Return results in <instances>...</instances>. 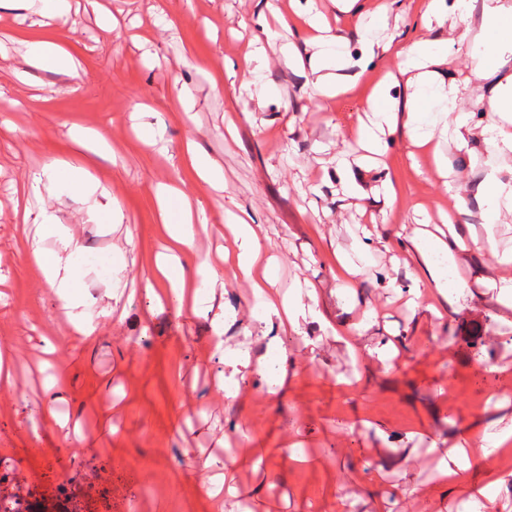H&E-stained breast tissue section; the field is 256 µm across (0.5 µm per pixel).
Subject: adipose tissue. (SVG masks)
Segmentation results:
<instances>
[{
    "mask_svg": "<svg viewBox=\"0 0 512 512\" xmlns=\"http://www.w3.org/2000/svg\"><path fill=\"white\" fill-rule=\"evenodd\" d=\"M339 11L354 16L361 28L360 36L369 57L395 56L400 60L401 74L410 89L404 101L385 99L383 83L371 89L372 117L360 126V137L366 151L382 154L383 138L396 127H404L413 147L428 153L441 176H449L448 159L436 142L437 133L451 132L458 149L472 153L483 150L493 155L512 154V8L502 0H424L420 23L425 30L447 28L449 43L455 44L470 63L478 79H492L493 84L484 108L490 112L488 121L474 120L465 108L467 83L442 79L438 68L446 59L445 52L430 39L394 42L380 38L376 21L386 19L388 4L369 8L366 0H335ZM289 58L333 57L335 70L318 75L312 84L315 97L322 102L353 90L357 75L348 71L346 40L332 32L317 7H310L302 44L288 43L284 47ZM459 213H477L479 218L501 220L512 216V171L492 172L474 182L468 194L455 198ZM165 254L156 265L145 293L153 300L165 299L175 307H183L190 293L189 284L204 275V267L186 269L181 255L192 251L196 232L190 222L167 227ZM236 251L235 267L251 275L257 264L262 244L256 225L239 222L233 225ZM407 248L417 263L416 285L411 293L413 305H420L424 296L436 298L441 307H453L467 297L466 284L458 277L461 260L470 254H491L495 266L512 265V252H498L493 239H481L471 224H452L442 236L429 238L413 235L406 240ZM31 252L42 269L46 284L65 303L71 317L74 334L88 336L93 332L80 310L81 303L69 293L71 272L69 261L61 255L45 254L39 241H32Z\"/></svg>",
    "mask_w": 512,
    "mask_h": 512,
    "instance_id": "1",
    "label": "adipose tissue"
}]
</instances>
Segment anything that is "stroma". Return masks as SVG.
I'll return each instance as SVG.
<instances>
[{"instance_id":"obj_1","label":"stroma","mask_w":512,"mask_h":512,"mask_svg":"<svg viewBox=\"0 0 512 512\" xmlns=\"http://www.w3.org/2000/svg\"><path fill=\"white\" fill-rule=\"evenodd\" d=\"M101 2L111 26L85 0H71L51 27L0 6V351L13 356L12 383L0 384V496L22 512H127L132 500L138 512H242L246 501L251 512H458L464 503L512 512V439L488 457L476 444L512 418V310L476 281L487 258L462 265L473 298L442 317L407 307L406 252L372 250L352 285L337 279L334 258L366 225L392 240L441 226L452 187L512 158H471L443 138L456 171L449 187L398 130L385 137L382 163L362 161L354 131L372 85L397 61L375 60L359 88L318 106L310 69L281 52L301 43L308 0H275L288 23L262 37L266 66L256 73L239 61L265 0ZM417 9L397 0L380 36L425 35ZM57 37L76 62L71 75L22 67L26 42ZM258 77L267 93L257 102L249 88ZM78 130L110 152L77 151ZM189 140L219 166L224 190L199 179L183 152ZM342 148L350 196L336 178ZM44 166L87 170L109 191V209L99 192L78 197L64 180L29 193V174ZM160 183L179 187L206 220L183 261L209 259L223 281L209 312L144 294L164 238ZM228 210L260 225L280 291L313 285L317 302L297 327L265 324L248 282L224 263ZM42 213L80 244L71 265L91 336L72 335L29 254ZM389 341L397 354L380 359ZM233 351L266 355L268 367L237 379L228 398L215 377ZM281 368L283 387L268 396L267 376ZM228 449L238 491L219 502L206 493L203 461ZM58 451L65 475L46 477ZM450 451L458 469L448 486L437 474ZM116 457L131 481L115 475Z\"/></svg>"}]
</instances>
